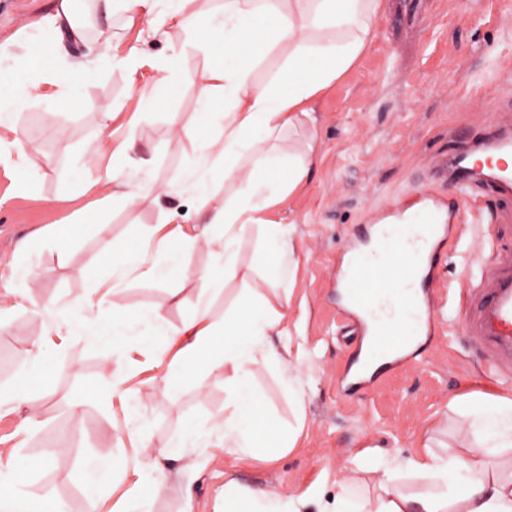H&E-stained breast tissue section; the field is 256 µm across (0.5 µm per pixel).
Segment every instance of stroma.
Masks as SVG:
<instances>
[{
    "label": "stroma",
    "instance_id": "obj_1",
    "mask_svg": "<svg viewBox=\"0 0 512 512\" xmlns=\"http://www.w3.org/2000/svg\"><path fill=\"white\" fill-rule=\"evenodd\" d=\"M151 10L94 15L90 0H75L73 19L87 39L66 43L71 59L95 56L98 30L110 35L118 64L90 71L72 97L38 83L29 105L0 126V140L29 145L24 165L34 172L25 191L15 187L14 162L0 163V469L20 462L29 492L52 496L68 512H121L137 492L136 460L198 424L224 428V378L176 381L168 366L178 342L174 329L209 299L212 317L232 307L243 285L266 296L289 295L284 335L274 337L291 361L260 365L252 389L276 420L298 430L294 448L274 460L247 452L225 454L210 444L185 448L169 462L165 487L150 512H224V484L236 480L256 493L296 502L315 489L333 512L340 480L376 485L382 472L355 471L360 459H385L410 490L425 480L404 470L432 449L444 454L474 443L463 402L512 400V383L480 373L468 350L441 336L427 343L417 363L373 390L349 394L341 386L353 346L337 333L334 264L346 239L377 210L431 188L436 158L452 144H468L499 113L512 114V0H376L370 41L356 63L311 102L302 120L277 142L276 152L306 157L304 181L280 202L256 213L245 231L238 275L212 292L200 273L217 260L220 233L207 229L193 202L194 173L204 131L199 103L212 58L198 37L165 22L169 0ZM60 0H0V65L40 70L52 66L44 18ZM153 93L141 103L140 90ZM110 134L98 135L103 114ZM135 141L137 160L124 163L129 197L99 210L112 186V153ZM195 243L172 276L145 280L128 273L113 280L99 263L103 241L137 247L150 262L166 260L152 234L167 211ZM268 224L291 230L293 264L287 283L270 279L259 255ZM69 233L59 250L43 228ZM28 253H20L22 241ZM30 270L28 286L14 276ZM90 299L88 320L117 314L128 322V346L115 353L91 329L55 325L52 310ZM159 311L170 333L150 336L140 313ZM50 337L40 371L22 377ZM297 378L302 408L283 383ZM120 381L111 401L75 403L87 385ZM24 387L27 400L14 395ZM96 464L113 468L114 482L97 491L87 482Z\"/></svg>",
    "mask_w": 512,
    "mask_h": 512
}]
</instances>
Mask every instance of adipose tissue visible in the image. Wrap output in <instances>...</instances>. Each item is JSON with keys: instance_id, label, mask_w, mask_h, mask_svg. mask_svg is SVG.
Here are the masks:
<instances>
[{"instance_id": "adipose-tissue-1", "label": "adipose tissue", "mask_w": 512, "mask_h": 512, "mask_svg": "<svg viewBox=\"0 0 512 512\" xmlns=\"http://www.w3.org/2000/svg\"><path fill=\"white\" fill-rule=\"evenodd\" d=\"M185 0H173L172 15L184 30H203V43L216 60L209 74L212 96L198 114L200 127L209 131L203 145V165L194 196L211 225L224 229L223 252L203 277L216 289L236 274V256L243 244L245 215L267 208L296 187L307 175L303 157L275 154L269 147L294 126L306 103L330 86L364 50L375 14L374 0H223L224 19L211 24L206 13H188ZM288 53L267 82L255 83L251 73L262 51L275 46ZM112 63L107 52L72 61L58 57L47 79L62 95L80 84L93 68ZM34 86L27 71L0 68V126L30 98ZM254 158L249 173H241L242 158ZM240 184V199L216 203L213 178ZM167 265H145L138 252L104 245L100 258L112 272L138 271L140 276L165 275L179 260L178 244L190 235L176 217L164 225ZM288 303L243 289L222 322L211 321L202 310L187 318L178 334L179 350L170 363L184 379L202 372H222L228 404L224 431L218 436L188 429L170 444L155 449L150 460L139 462V482L151 493L163 488L168 462L188 446L218 440L228 454L254 452L282 454L293 448L292 434L277 427L251 390L254 364L280 362L272 344L282 335ZM474 447L444 455L425 451L409 463L411 475L428 480L431 488L409 492L387 481L379 492L355 497L341 484L336 512H512V476L490 472V461L512 449V400L470 409ZM224 512H284L279 498L262 497L235 481L224 485Z\"/></svg>"}]
</instances>
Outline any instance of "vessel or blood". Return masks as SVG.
Instances as JSON below:
<instances>
[{"mask_svg": "<svg viewBox=\"0 0 512 512\" xmlns=\"http://www.w3.org/2000/svg\"><path fill=\"white\" fill-rule=\"evenodd\" d=\"M434 175L449 182L447 195L417 191L402 197L370 225L364 238L346 243L336 263L342 299L341 331L358 344L365 362H382L384 373L348 369L345 392L380 384L413 362L424 340L443 334L445 299L439 265L470 238L471 260L490 264L455 297L463 314L465 346L475 347L491 376L512 380V125L485 129L472 147L445 156ZM471 220H464L462 210ZM374 247L375 264L361 262Z\"/></svg>", "mask_w": 512, "mask_h": 512, "instance_id": "b4317fda", "label": "vessel or blood"}]
</instances>
